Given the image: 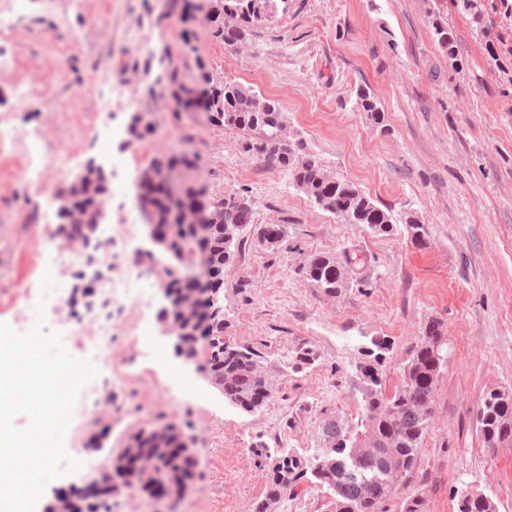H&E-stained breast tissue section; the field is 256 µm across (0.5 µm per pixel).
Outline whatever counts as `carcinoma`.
<instances>
[{"instance_id": "carcinoma-1", "label": "carcinoma", "mask_w": 512, "mask_h": 512, "mask_svg": "<svg viewBox=\"0 0 512 512\" xmlns=\"http://www.w3.org/2000/svg\"><path fill=\"white\" fill-rule=\"evenodd\" d=\"M192 0H165L164 18L187 17ZM210 10L224 15V24L211 29L210 35L224 48L235 50L247 43L253 29L270 23L278 12V3L288 10V0H208ZM161 72L148 94L161 87L174 104L176 116L185 112H204L211 122L249 135L244 151L264 159L269 165L288 173L293 186L321 210L343 224H351L372 236H388L394 225L405 226L411 239L424 242L427 228L418 213L407 209L400 216L379 207L361 188L329 172L317 156L306 150L302 140L286 129L288 112L276 100L257 94L251 87L234 79L220 78L207 62L195 56V70L186 76L169 53L160 57ZM353 110L363 112L373 125L385 127V113L369 89L355 91ZM149 166L156 173L169 174L199 166L195 152H173L153 157ZM155 223L168 235V262L163 285L169 304L159 318H169L184 331L183 354L192 359L195 370L224 394L232 406L252 413L273 397V381L266 370V357L259 350L224 339V273L234 266L243 245L255 240L268 249H277L288 238L284 224L254 223V202L237 192H207L189 178L182 179V194L162 197L157 187L148 190ZM198 202L200 218L210 224L206 245L213 256V268L200 278L194 272L197 237L191 224H183L179 210L184 202ZM362 261L359 250L347 248L342 256L311 253L302 261L301 272L328 296H338L351 287L349 274ZM186 292L204 297V306L190 312L180 309ZM391 340L376 336L361 350L358 363L364 376L363 417L360 426L343 429L330 420L323 425L324 448L308 459L294 451L275 455L262 448L257 456L264 459L269 481L264 498L255 512H272L283 495L307 476L330 494L331 512H383L382 505L397 491V484L414 474L417 460L435 412L439 382L448 366V336L442 322L429 319L412 344L402 380L387 390L384 380ZM315 362L310 348H301L288 361L295 370ZM476 428L483 447L490 450L512 448V391L492 389L482 398L476 412ZM123 447L138 449L153 465L148 470L125 468L128 459L120 450L111 459L108 477L122 487L153 500L158 488L163 499L178 500L196 479L197 461L192 440L179 426L167 423L152 429H140L126 438ZM360 450L361 469L350 473L328 464L353 450ZM380 470L396 474L395 486H385L373 479ZM458 512H497L488 496L459 498Z\"/></svg>"}]
</instances>
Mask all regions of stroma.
<instances>
[{"label": "stroma", "mask_w": 512, "mask_h": 512, "mask_svg": "<svg viewBox=\"0 0 512 512\" xmlns=\"http://www.w3.org/2000/svg\"><path fill=\"white\" fill-rule=\"evenodd\" d=\"M164 0H9L0 32V132L15 143L0 148V242L13 259L0 267V323L16 326V296L38 295L55 269L44 245L61 235L52 198L29 190L27 142L39 132L48 157L65 156L48 181L69 182L89 159L111 174V232L126 220L142 224L133 179L157 154L189 149L201 157L191 177L208 191H235L255 204L259 224H284L288 243L270 250L248 242L224 275V336L263 352L273 375V399L243 412L192 366L175 356L160 331L164 255L144 232L130 243L154 258L140 283L147 318L124 313L112 355L127 376L88 419L72 418L64 445L83 467L50 482L43 500L68 485H86L110 463L131 432L166 423L193 439L198 477L184 494L187 512H254L267 485L257 448L293 450L311 458L323 446L322 425H356L363 382L356 369L371 337L393 343L386 386L402 366L427 319L444 323L448 367L413 477L385 502L403 512L421 497L424 512H457L460 491L490 496L512 512V448H483L474 415L492 389L512 390V10L484 0L481 21L457 0H288V10L254 29L236 51L210 37L204 12L191 25L161 20ZM448 25L454 53L435 40ZM191 41L214 74L238 80L279 101L292 133L332 173L358 185L381 206L411 207L428 227L413 243L404 226L374 237L319 209L287 174L242 149L241 133L211 124L200 112L174 121L164 97L148 99L146 66L164 48ZM109 64L123 96L102 110L96 88ZM34 89L25 105L20 87ZM370 89L386 128L353 111L357 87ZM149 112L155 133L125 144L133 112ZM357 247L367 258L352 288L324 294L299 266L306 254ZM151 334L153 344L141 343ZM300 347L317 360L301 372L287 361ZM325 488L304 481L273 512H329Z\"/></svg>", "instance_id": "obj_1"}]
</instances>
